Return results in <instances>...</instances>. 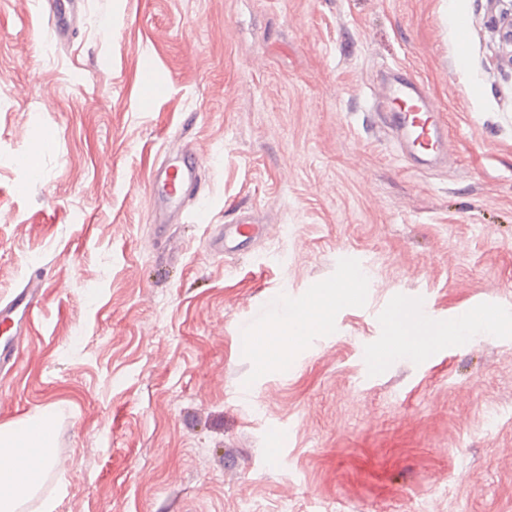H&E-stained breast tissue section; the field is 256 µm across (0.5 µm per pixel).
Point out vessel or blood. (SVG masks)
I'll return each mask as SVG.
<instances>
[{
	"mask_svg": "<svg viewBox=\"0 0 512 512\" xmlns=\"http://www.w3.org/2000/svg\"><path fill=\"white\" fill-rule=\"evenodd\" d=\"M46 3L57 37L70 39L75 32V17L83 12V0H46ZM389 96L392 105L389 122L401 132L410 155L419 158L447 152L448 136L443 123L438 113L429 110L416 80L398 76ZM201 167L199 157L185 146L169 154L154 170L152 181L161 188L153 198L155 223H172L180 215L186 196L199 193ZM265 232V225L241 217L235 223L225 225L224 234L216 244L229 254ZM42 288L41 280L28 278L22 288L13 292L6 305L0 307V326L6 332L5 341L0 343V373L11 372L18 363L27 323L40 304Z\"/></svg>",
	"mask_w": 512,
	"mask_h": 512,
	"instance_id": "vessel-or-blood-1",
	"label": "vessel or blood"
}]
</instances>
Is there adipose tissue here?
<instances>
[{"label": "adipose tissue", "mask_w": 512, "mask_h": 512, "mask_svg": "<svg viewBox=\"0 0 512 512\" xmlns=\"http://www.w3.org/2000/svg\"><path fill=\"white\" fill-rule=\"evenodd\" d=\"M336 304L335 290L327 289L315 301L292 310L284 322L270 325L255 340L254 352L259 360L268 361L282 337L295 342L326 331ZM52 429V415L47 411L15 423L0 424V460L16 456L23 459L17 467L0 463V512H19L39 492L53 456Z\"/></svg>", "instance_id": "1"}]
</instances>
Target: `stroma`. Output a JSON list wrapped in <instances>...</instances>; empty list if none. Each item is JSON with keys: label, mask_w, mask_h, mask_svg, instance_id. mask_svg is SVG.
Wrapping results in <instances>:
<instances>
[{"label": "stroma", "mask_w": 512, "mask_h": 512, "mask_svg": "<svg viewBox=\"0 0 512 512\" xmlns=\"http://www.w3.org/2000/svg\"><path fill=\"white\" fill-rule=\"evenodd\" d=\"M502 7L85 0L62 44L38 0H0V299L45 277L0 424L52 413L56 512H512V324L369 356L399 290L447 327L512 316ZM394 66L448 132L432 167L387 127ZM185 142L202 192L161 229L149 174ZM243 211L267 237L217 253ZM346 251L364 305L259 364L240 330L341 284Z\"/></svg>", "instance_id": "1"}]
</instances>
